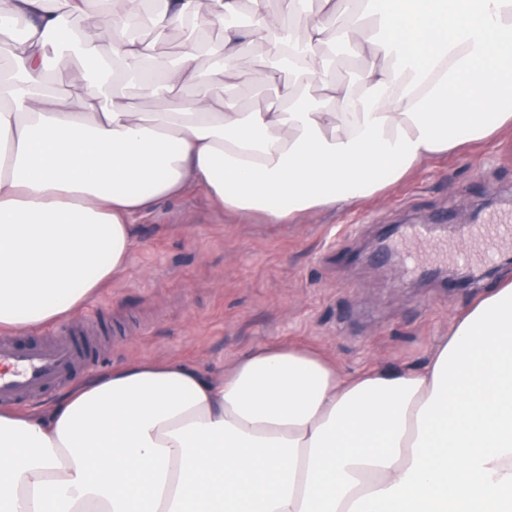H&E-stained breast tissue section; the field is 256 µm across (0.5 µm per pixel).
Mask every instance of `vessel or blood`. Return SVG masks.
I'll return each instance as SVG.
<instances>
[{
  "instance_id": "obj_1",
  "label": "vessel or blood",
  "mask_w": 512,
  "mask_h": 512,
  "mask_svg": "<svg viewBox=\"0 0 512 512\" xmlns=\"http://www.w3.org/2000/svg\"><path fill=\"white\" fill-rule=\"evenodd\" d=\"M461 236L468 246L450 250V261L489 265L512 247V219L493 216L486 222L467 225ZM98 356L87 332L67 327L59 328L56 339L24 349L18 348L12 337H1L0 404H22L47 396Z\"/></svg>"
}]
</instances>
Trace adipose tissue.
Instances as JSON below:
<instances>
[{
	"instance_id": "obj_1",
	"label": "adipose tissue",
	"mask_w": 512,
	"mask_h": 512,
	"mask_svg": "<svg viewBox=\"0 0 512 512\" xmlns=\"http://www.w3.org/2000/svg\"><path fill=\"white\" fill-rule=\"evenodd\" d=\"M91 2L0 0L1 330L82 309L125 271L138 218L189 192L292 224L512 132V0H290L287 18L267 0ZM145 26L184 34L174 63L147 68ZM257 42L264 66H244ZM351 47L371 65L344 85ZM72 60L83 89L46 92ZM119 73L168 110L137 111ZM246 84L275 102L242 111L228 91ZM0 512H512V280L419 367L344 377L321 350L260 346L217 374L133 362L1 409Z\"/></svg>"
}]
</instances>
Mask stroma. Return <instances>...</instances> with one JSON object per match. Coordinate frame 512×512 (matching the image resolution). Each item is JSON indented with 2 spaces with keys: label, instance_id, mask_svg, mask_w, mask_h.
<instances>
[{
  "label": "stroma",
  "instance_id": "1",
  "mask_svg": "<svg viewBox=\"0 0 512 512\" xmlns=\"http://www.w3.org/2000/svg\"><path fill=\"white\" fill-rule=\"evenodd\" d=\"M512 211V135L425 160L404 182L298 224L241 223L201 193L138 222L125 272L75 318L106 360L79 379L144 359H180L217 373L257 346L315 345L340 373L424 362L453 316L506 278L500 260L478 286L405 279L374 261L384 227L429 224L455 241L488 211Z\"/></svg>",
  "mask_w": 512,
  "mask_h": 512
}]
</instances>
